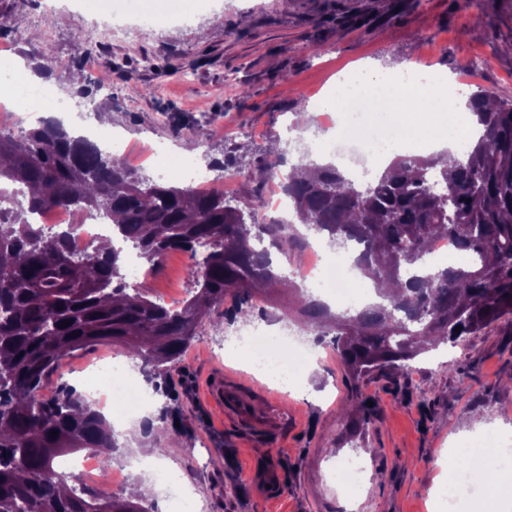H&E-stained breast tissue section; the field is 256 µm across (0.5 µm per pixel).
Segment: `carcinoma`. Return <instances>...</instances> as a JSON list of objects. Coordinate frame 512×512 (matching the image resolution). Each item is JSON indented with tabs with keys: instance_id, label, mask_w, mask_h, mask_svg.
I'll use <instances>...</instances> for the list:
<instances>
[{
	"instance_id": "obj_1",
	"label": "carcinoma",
	"mask_w": 512,
	"mask_h": 512,
	"mask_svg": "<svg viewBox=\"0 0 512 512\" xmlns=\"http://www.w3.org/2000/svg\"><path fill=\"white\" fill-rule=\"evenodd\" d=\"M28 61L66 80L48 57ZM468 107L483 132L460 158L397 156L363 190L332 164L280 180L298 223L339 247L358 241L357 269L399 285L378 290L387 304L353 312L300 301L303 326L332 335L359 377L398 369L440 342L454 346L512 316V101L480 89ZM17 184L24 186L18 196L0 192L8 201L0 206V512H151L143 499L60 478L56 458L88 448L108 455L117 443L112 421L73 389L42 398L46 377L67 354L93 345H117L164 374L226 296L235 300L231 318H248L253 299L282 282L270 249L286 255L305 237L290 221L256 223V191L227 199L218 190L148 185L55 119L0 129V187ZM55 206L108 219L153 266L169 252L191 253L193 295L179 309L160 306L128 287L123 247L77 252L76 225L30 223V212ZM439 236L454 238L469 259L431 268L427 246ZM265 237L269 248L260 252L254 241ZM66 320L71 325L61 326Z\"/></svg>"
}]
</instances>
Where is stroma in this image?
<instances>
[{"label": "stroma", "mask_w": 512, "mask_h": 512, "mask_svg": "<svg viewBox=\"0 0 512 512\" xmlns=\"http://www.w3.org/2000/svg\"><path fill=\"white\" fill-rule=\"evenodd\" d=\"M44 0H0L18 30L33 36L31 49L56 69L80 62L81 76L100 77L101 90L57 95L82 119L107 112L120 144L146 179L152 140L170 148L196 144L194 163L230 160L210 173L211 185L234 196L242 187L261 193L258 223L273 221L274 181L264 163L281 155L287 164H322L316 149L325 135L319 119L291 133V118L324 95L331 82L359 67L383 73L420 62L448 71L468 92L484 88L512 100V0H194L185 21L144 23L135 8L130 32L117 38L105 14H86L81 0H63L71 20L42 15ZM487 25L475 28L473 16ZM189 254L172 252L143 283L145 293L169 288L189 295ZM300 305L278 288L255 298L249 320L212 312L167 375L146 378L128 358L135 384L156 400L147 421L175 437L178 453H157L141 421L116 428L113 464H130L128 478L96 483L97 491L123 497L131 483L157 482L161 469L192 476V512H433L435 478L446 472L448 450L483 430L512 427V325L493 324L467 345H442L407 361L391 376L353 378L335 349L288 392L263 382L243 364L224 357L230 340L273 327L275 316ZM99 346L65 356L44 386L78 387ZM269 418L257 430L233 413L212 408L205 388L218 372ZM371 402L369 413L356 408ZM359 456L365 467L357 488L336 478L337 452ZM273 468L283 489L264 495L253 471Z\"/></svg>", "instance_id": "stroma-1"}]
</instances>
